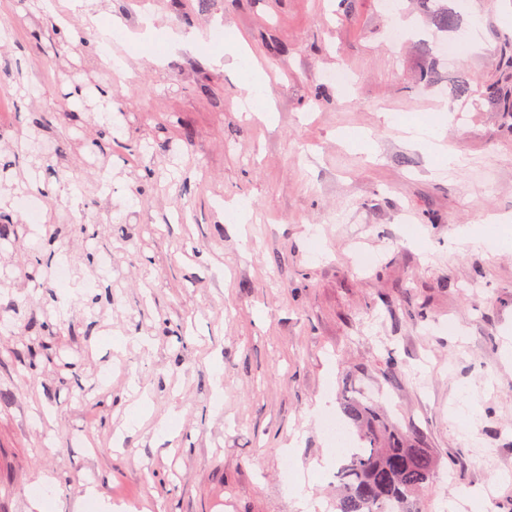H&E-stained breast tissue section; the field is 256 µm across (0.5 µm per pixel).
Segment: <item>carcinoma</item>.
Segmentation results:
<instances>
[{"label": "carcinoma", "mask_w": 512, "mask_h": 512, "mask_svg": "<svg viewBox=\"0 0 512 512\" xmlns=\"http://www.w3.org/2000/svg\"><path fill=\"white\" fill-rule=\"evenodd\" d=\"M443 30L456 29L459 15L447 0H421ZM486 96L512 120V89L492 82ZM341 412L356 428L361 446L350 448L336 468V512H421L418 501L432 484L438 460L423 437L388 420L375 407L349 398Z\"/></svg>", "instance_id": "carcinoma-1"}]
</instances>
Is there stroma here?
<instances>
[{
  "instance_id": "stroma-1",
  "label": "stroma",
  "mask_w": 512,
  "mask_h": 512,
  "mask_svg": "<svg viewBox=\"0 0 512 512\" xmlns=\"http://www.w3.org/2000/svg\"><path fill=\"white\" fill-rule=\"evenodd\" d=\"M37 2L0 0V512H301L299 482L333 512L321 417L351 397L436 452L422 512L455 486L512 512V249L459 236L512 219L484 89L512 0H452L478 29L452 64L420 0L397 45L378 0H84L65 27ZM411 116L443 122L454 167ZM224 54L231 57L237 67L247 64L250 70L251 80L247 85V89L251 97L256 98L261 95L266 88V77L261 69L253 63L250 55L248 54L245 44L239 37L225 40Z\"/></svg>"
}]
</instances>
